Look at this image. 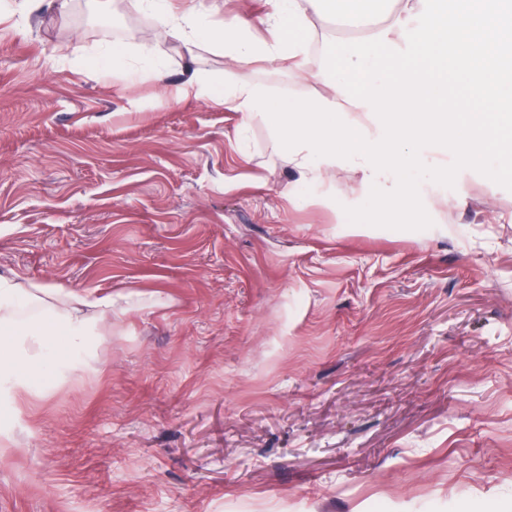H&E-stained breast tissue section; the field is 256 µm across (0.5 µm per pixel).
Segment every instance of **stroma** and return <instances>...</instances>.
<instances>
[{
	"mask_svg": "<svg viewBox=\"0 0 512 512\" xmlns=\"http://www.w3.org/2000/svg\"><path fill=\"white\" fill-rule=\"evenodd\" d=\"M114 2L0 0V274L130 306L82 378L0 400V512H512V180L352 230L346 180L298 187L262 117L177 94L319 85ZM113 43L167 83L103 72Z\"/></svg>",
	"mask_w": 512,
	"mask_h": 512,
	"instance_id": "35a3bbf8",
	"label": "stroma"
}]
</instances>
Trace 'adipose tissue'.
<instances>
[{"label": "adipose tissue", "mask_w": 512, "mask_h": 512, "mask_svg": "<svg viewBox=\"0 0 512 512\" xmlns=\"http://www.w3.org/2000/svg\"><path fill=\"white\" fill-rule=\"evenodd\" d=\"M165 36L210 42L247 66L275 60L299 64L307 54L309 4L325 14L389 16V30L323 61L308 77L332 80L325 96L270 99L248 83L217 92L199 76L183 91L209 94L215 105L263 116L298 169L302 183L320 186L333 172L351 175L372 209L404 221L416 207L419 183L456 180L471 168L512 175V0H456L435 13L428 0H268V32L258 40L238 24L216 28L209 11L172 0H139ZM416 29L404 62L390 30ZM102 63L129 78L164 82L165 65L144 54L128 62L120 48L103 50ZM117 311L112 295L96 288L66 289L0 276V382L16 397L30 396L28 366L39 373L79 379L81 354H94Z\"/></svg>", "instance_id": "adipose-tissue-1"}]
</instances>
